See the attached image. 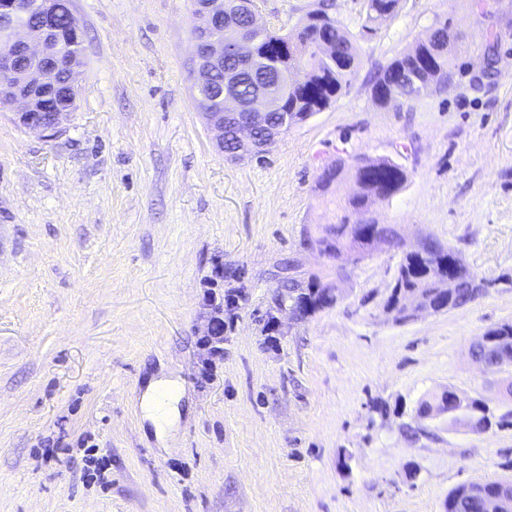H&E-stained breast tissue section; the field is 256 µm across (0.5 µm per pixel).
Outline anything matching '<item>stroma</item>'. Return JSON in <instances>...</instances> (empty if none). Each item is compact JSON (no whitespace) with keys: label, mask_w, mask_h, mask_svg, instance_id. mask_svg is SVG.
<instances>
[{"label":"stroma","mask_w":512,"mask_h":512,"mask_svg":"<svg viewBox=\"0 0 512 512\" xmlns=\"http://www.w3.org/2000/svg\"><path fill=\"white\" fill-rule=\"evenodd\" d=\"M84 31L78 97L53 138L0 112V512H444L458 485L512 479V427L474 434L420 417L445 389L512 413V374L469 354L512 322V0H400L361 32L367 0H258L270 29L321 9L359 66L336 102L263 163H231L193 99L191 0H70ZM459 34L449 75L379 105L371 81L436 20ZM388 156L408 181L376 204L403 247L358 263L315 250L358 190L324 168ZM488 294L398 324L382 306L421 234ZM243 301L202 370L216 263ZM338 302L265 330L288 280ZM184 390L162 442L143 382Z\"/></svg>","instance_id":"35a3bbf8"}]
</instances>
